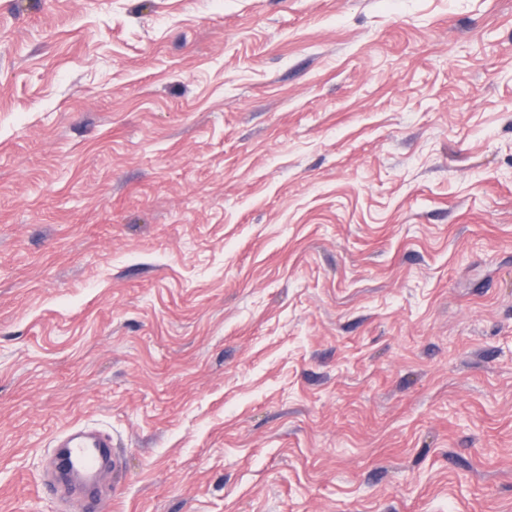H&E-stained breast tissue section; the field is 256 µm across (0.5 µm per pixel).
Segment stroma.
Segmentation results:
<instances>
[{
    "label": "stroma",
    "mask_w": 512,
    "mask_h": 512,
    "mask_svg": "<svg viewBox=\"0 0 512 512\" xmlns=\"http://www.w3.org/2000/svg\"><path fill=\"white\" fill-rule=\"evenodd\" d=\"M512 512V0H0V512ZM57 446L64 451V464L68 472L84 478L85 488H94L96 495L86 503L88 512H99L103 493L97 487L95 478L102 463L110 456L112 444L103 433L87 434L73 428L57 437Z\"/></svg>",
    "instance_id": "35a3bbf8"
}]
</instances>
